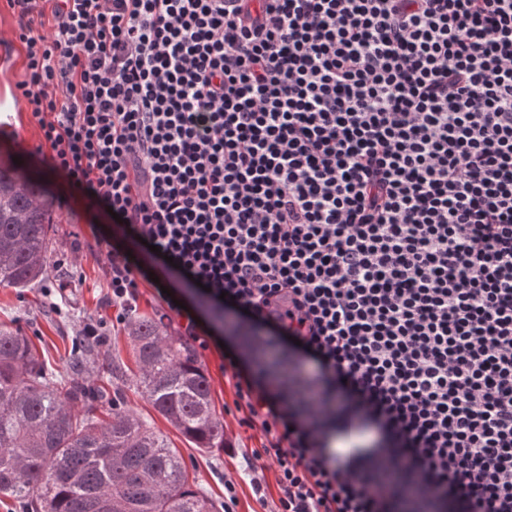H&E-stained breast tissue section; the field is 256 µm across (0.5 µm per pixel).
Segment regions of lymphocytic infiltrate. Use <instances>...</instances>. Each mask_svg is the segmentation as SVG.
Here are the masks:
<instances>
[{"label": "lymphocytic infiltrate", "instance_id": "f902f5d3", "mask_svg": "<svg viewBox=\"0 0 512 512\" xmlns=\"http://www.w3.org/2000/svg\"><path fill=\"white\" fill-rule=\"evenodd\" d=\"M9 5L54 171L236 339L259 504L512 512V0Z\"/></svg>", "mask_w": 512, "mask_h": 512}]
</instances>
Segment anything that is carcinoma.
I'll list each match as a JSON object with an SVG mask.
<instances>
[{"label": "carcinoma", "mask_w": 512, "mask_h": 512, "mask_svg": "<svg viewBox=\"0 0 512 512\" xmlns=\"http://www.w3.org/2000/svg\"><path fill=\"white\" fill-rule=\"evenodd\" d=\"M53 202L41 181L0 163V285L47 274ZM135 385L197 448L224 443L208 377L193 350L156 318L128 327ZM0 496L21 512H219L192 488L167 436L129 412L124 389L104 394L76 369L59 385L32 340L0 330Z\"/></svg>", "instance_id": "carcinoma-1"}]
</instances>
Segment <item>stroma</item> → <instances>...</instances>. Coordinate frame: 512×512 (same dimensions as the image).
Wrapping results in <instances>:
<instances>
[{"label": "stroma", "instance_id": "stroma-1", "mask_svg": "<svg viewBox=\"0 0 512 512\" xmlns=\"http://www.w3.org/2000/svg\"><path fill=\"white\" fill-rule=\"evenodd\" d=\"M40 142L39 125L32 116H25L22 123L12 128H0V161L8 163L12 158H19L26 173L41 180L56 201V222L48 227L49 275L23 290L0 286V328L17 329L30 336L56 381L67 380L71 361L79 357L95 387L106 392L117 386L124 387L127 405L134 414L167 435L179 450L194 489L220 504L224 501V478L233 476L237 482L235 512H261L244 474L241 457L250 432L238 425L233 414L224 411L225 403L231 402L232 396L224 384L216 355L201 351L197 359L209 379L215 410L223 415L225 445L201 449L188 442L132 385L137 364L124 327L107 326L102 328L100 340L86 339V325L106 313L97 235L111 237L113 246L131 253L144 273L158 277L174 299L195 311L213 341L231 347L234 339L226 336L223 326L214 322L209 306L201 301L197 291L189 288L139 238L114 233L102 214L88 211L78 200L67 199L62 177L48 170L43 155L37 151ZM93 224L98 227L94 233L89 230Z\"/></svg>", "mask_w": 512, "mask_h": 512}]
</instances>
